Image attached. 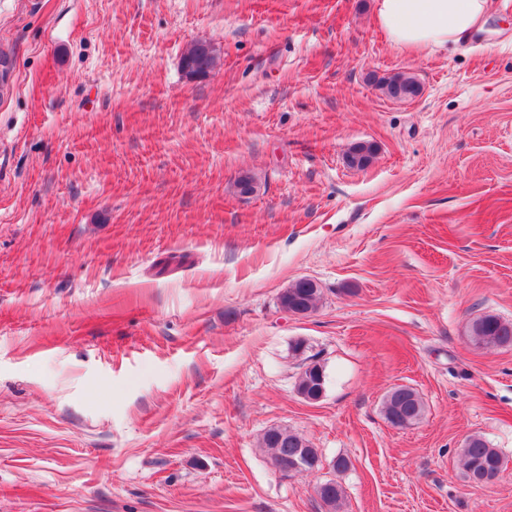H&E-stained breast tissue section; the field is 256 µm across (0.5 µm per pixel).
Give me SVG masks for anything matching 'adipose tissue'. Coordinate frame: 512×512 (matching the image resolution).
Returning a JSON list of instances; mask_svg holds the SVG:
<instances>
[{"mask_svg":"<svg viewBox=\"0 0 512 512\" xmlns=\"http://www.w3.org/2000/svg\"><path fill=\"white\" fill-rule=\"evenodd\" d=\"M488 0H375L379 27L396 47L456 50L483 31Z\"/></svg>","mask_w":512,"mask_h":512,"instance_id":"ef3b65f1","label":"adipose tissue"}]
</instances>
